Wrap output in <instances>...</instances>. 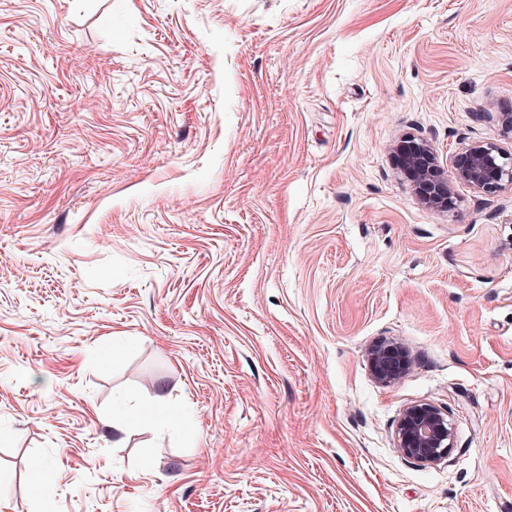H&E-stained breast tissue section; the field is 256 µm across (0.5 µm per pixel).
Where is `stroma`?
Here are the masks:
<instances>
[{
    "label": "stroma",
    "mask_w": 512,
    "mask_h": 512,
    "mask_svg": "<svg viewBox=\"0 0 512 512\" xmlns=\"http://www.w3.org/2000/svg\"><path fill=\"white\" fill-rule=\"evenodd\" d=\"M511 111L512 0H0V512H512V191L393 152ZM366 356L373 376L384 385L396 382L407 369L406 350L396 342H378L367 349ZM156 403H132L131 400L121 401L112 409V432L114 435L123 434L133 421L168 422L176 427H182L189 422L188 416L176 412H165L160 401L163 395H157ZM453 440L448 414L431 403L408 406L401 414L395 431L396 448L421 465H435L447 460Z\"/></svg>",
    "instance_id": "stroma-1"
}]
</instances>
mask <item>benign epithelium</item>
Listing matches in <instances>:
<instances>
[{
	"mask_svg": "<svg viewBox=\"0 0 512 512\" xmlns=\"http://www.w3.org/2000/svg\"><path fill=\"white\" fill-rule=\"evenodd\" d=\"M402 163L416 184L422 203L443 212L456 206L453 198L456 183L487 193L512 190V152L494 141L468 145L455 156L449 169L440 165L432 144L413 141L405 149ZM366 356L373 376L384 385L396 382L407 369L406 350L396 342H378L367 349ZM453 440L448 414L431 403L407 407L395 431V447L421 465L447 460Z\"/></svg>",
	"mask_w": 512,
	"mask_h": 512,
	"instance_id": "obj_1",
	"label": "benign epithelium"
}]
</instances>
